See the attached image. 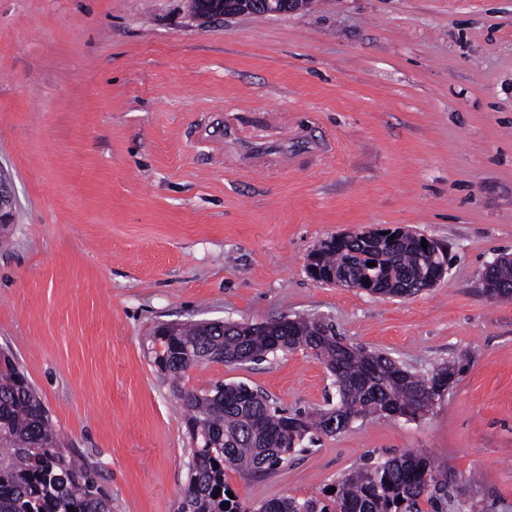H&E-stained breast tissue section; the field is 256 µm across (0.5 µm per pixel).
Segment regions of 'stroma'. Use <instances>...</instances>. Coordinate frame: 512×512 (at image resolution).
<instances>
[{"label":"stroma","instance_id":"1","mask_svg":"<svg viewBox=\"0 0 512 512\" xmlns=\"http://www.w3.org/2000/svg\"><path fill=\"white\" fill-rule=\"evenodd\" d=\"M0 349L10 350L112 512H178L190 439L148 345L162 322L317 318L431 373L468 369L422 418L321 437L264 475L227 473L245 512L324 498L364 458L413 450L455 488L444 512H512V0H311L193 15L188 0H0ZM402 228L448 250L410 298L313 280L336 234ZM327 407L316 358L208 363ZM308 0H233L230 12L234 13H293L300 12L308 6ZM485 277L492 279L500 289H504L502 297H509V290L512 295V258L503 256L495 265L491 267L486 266L481 274L482 279ZM496 285L487 282L485 279L481 281V288H483L485 295L491 299L502 295L494 289L498 288Z\"/></svg>","mask_w":512,"mask_h":512}]
</instances>
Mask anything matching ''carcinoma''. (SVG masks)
I'll return each mask as SVG.
<instances>
[{"mask_svg": "<svg viewBox=\"0 0 512 512\" xmlns=\"http://www.w3.org/2000/svg\"><path fill=\"white\" fill-rule=\"evenodd\" d=\"M398 232L382 244L349 236L318 249L317 266L383 295L414 296L445 271L448 254L424 249L416 233ZM481 277L508 296L512 258L501 257ZM320 328V320L301 318L290 330L272 322L228 328L219 322L177 323L154 330L162 347L154 364L174 380L200 364L259 362L277 352L302 350L326 366L336 386V405L312 413L280 410L243 382L219 383L207 391L175 386L187 416L192 458L179 512H243L239 500L227 495L226 472L274 470L291 454L305 451L304 443L341 433L357 420L421 418L465 370L464 359L457 358L420 376L386 353L359 347L349 352L342 337L320 336ZM335 488L326 502L285 496L264 501L257 512H422L421 501L437 509L450 496L434 464L414 451L369 458L342 474ZM0 512H112L96 468L67 448L38 392L5 352H0Z\"/></svg>", "mask_w": 512, "mask_h": 512, "instance_id": "cac0c4a2", "label": "carcinoma"}]
</instances>
